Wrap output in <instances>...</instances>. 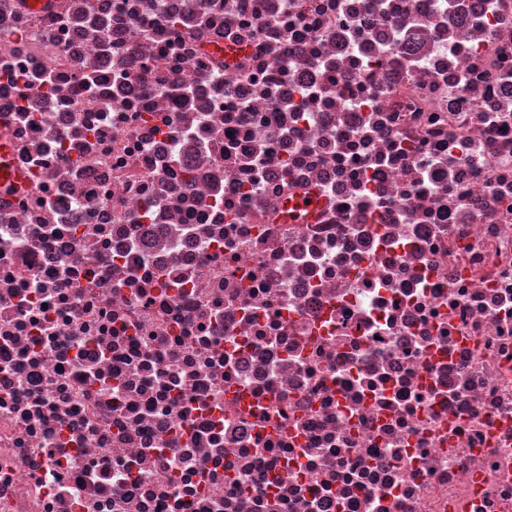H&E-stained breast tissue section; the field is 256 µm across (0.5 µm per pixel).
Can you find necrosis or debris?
<instances>
[{
	"label": "necrosis or debris",
	"instance_id": "4bbe7bcc",
	"mask_svg": "<svg viewBox=\"0 0 512 512\" xmlns=\"http://www.w3.org/2000/svg\"><path fill=\"white\" fill-rule=\"evenodd\" d=\"M0 512H512V0H0Z\"/></svg>",
	"mask_w": 512,
	"mask_h": 512
}]
</instances>
